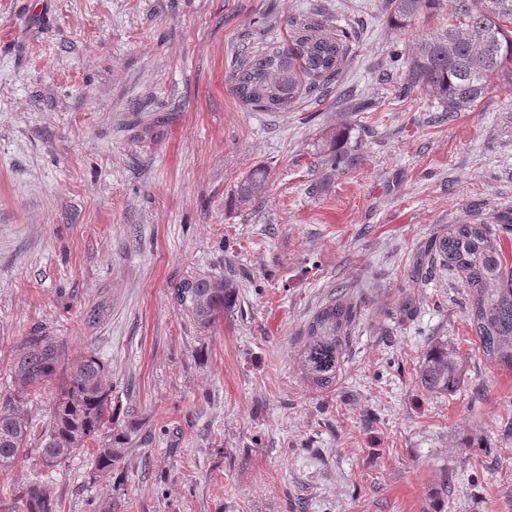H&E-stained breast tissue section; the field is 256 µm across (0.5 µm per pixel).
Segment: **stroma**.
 I'll list each match as a JSON object with an SVG mask.
<instances>
[{
	"label": "stroma",
	"mask_w": 512,
	"mask_h": 512,
	"mask_svg": "<svg viewBox=\"0 0 512 512\" xmlns=\"http://www.w3.org/2000/svg\"><path fill=\"white\" fill-rule=\"evenodd\" d=\"M355 31L336 81L284 110L225 78L244 45L311 7ZM386 0H0V388L33 327L95 353L118 415L142 419L121 463L123 512H512V367L488 362L461 278L415 275L451 224L512 212V85L443 117L391 93L433 27H393ZM344 131L359 159L320 165ZM269 191L234 205L251 170ZM238 272L239 300L201 336L173 299ZM360 316L335 388L298 352L329 299ZM98 310L87 321L89 310ZM448 343L462 371L418 383ZM84 451L49 484L93 512ZM459 381V366L448 349V343L431 345L422 357L418 373L421 388L432 395L449 394Z\"/></svg>",
	"instance_id": "1"
}]
</instances>
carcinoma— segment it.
Listing matches in <instances>:
<instances>
[{
  "label": "carcinoma",
  "mask_w": 512,
  "mask_h": 512,
  "mask_svg": "<svg viewBox=\"0 0 512 512\" xmlns=\"http://www.w3.org/2000/svg\"><path fill=\"white\" fill-rule=\"evenodd\" d=\"M390 22L398 28L441 12L446 22L426 34L403 60L404 81L394 96L416 93L433 100L449 115L474 109L485 97L489 80L500 75L512 82V0H387ZM290 35L239 53L229 81L244 104L277 112L305 91L338 77L350 51L351 34L322 22L287 21ZM344 133L330 137L321 164L333 169L354 161ZM266 171L254 169L239 183L236 201L251 205L266 195ZM421 261L462 277L467 318L479 339V350L491 363L512 367V270L490 225L450 224L433 235ZM239 286L230 276L201 274L174 290L179 310L201 333L209 331L238 300ZM358 308L342 296L318 309L307 322L299 351L305 381L323 391L336 386ZM111 370L95 354L72 358L66 343L41 328L32 329L13 348L11 387L0 391V471L20 459L28 442L40 441L42 466L54 469L77 453L93 450L94 470L114 475L123 449L112 444L115 433ZM460 381L459 366L446 343H436L422 357L421 388L432 395L451 393ZM56 385L50 419L40 429L24 406L32 392ZM123 484L114 483L99 512H120ZM0 512H64L41 479L13 489L0 500Z\"/></svg>",
  "instance_id": "cac0c4a2"
}]
</instances>
